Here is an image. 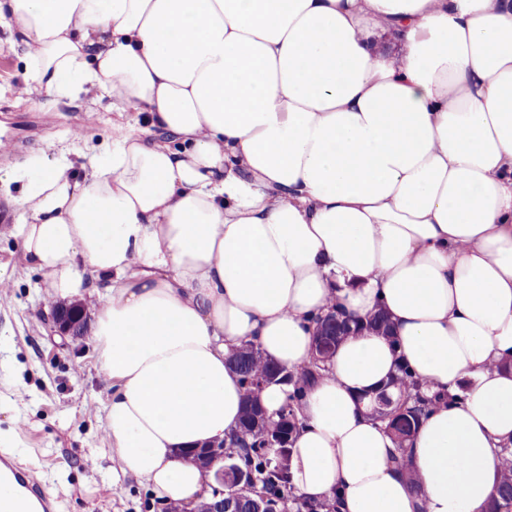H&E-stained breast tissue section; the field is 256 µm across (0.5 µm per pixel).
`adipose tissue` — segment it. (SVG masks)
I'll return each instance as SVG.
<instances>
[{
	"label": "adipose tissue",
	"mask_w": 512,
	"mask_h": 512,
	"mask_svg": "<svg viewBox=\"0 0 512 512\" xmlns=\"http://www.w3.org/2000/svg\"><path fill=\"white\" fill-rule=\"evenodd\" d=\"M0 27L21 94L116 116L85 173L0 177L51 295L107 289L115 476L194 512L214 477L182 453L241 414L229 354L307 366L335 311L359 329L301 399L296 493L486 512L512 446V0H0ZM402 363L443 400L401 451L373 407Z\"/></svg>",
	"instance_id": "adipose-tissue-1"
}]
</instances>
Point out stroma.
Instances as JSON below:
<instances>
[{
    "mask_svg": "<svg viewBox=\"0 0 512 512\" xmlns=\"http://www.w3.org/2000/svg\"><path fill=\"white\" fill-rule=\"evenodd\" d=\"M25 61L0 43V132L19 135L20 150L0 153L1 171L25 170L39 152L66 151L75 169L112 144L113 114L90 96L53 101L42 94L17 98ZM20 183L0 185V451L11 452L55 504V512H154L146 484L113 480L105 434L112 395L99 372L91 340L72 341L47 325L53 303L41 272L28 266L13 235L6 195Z\"/></svg>",
    "mask_w": 512,
    "mask_h": 512,
    "instance_id": "stroma-1",
    "label": "stroma"
}]
</instances>
